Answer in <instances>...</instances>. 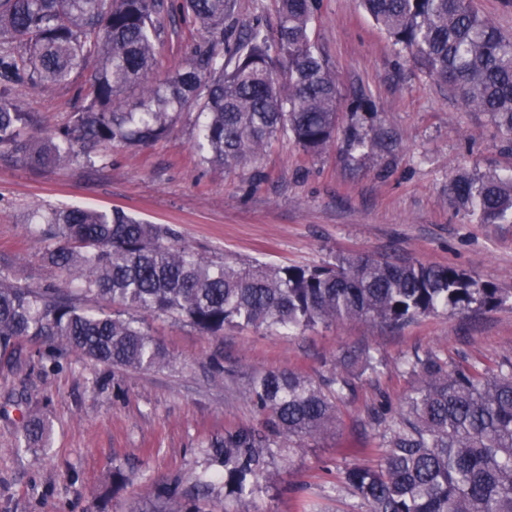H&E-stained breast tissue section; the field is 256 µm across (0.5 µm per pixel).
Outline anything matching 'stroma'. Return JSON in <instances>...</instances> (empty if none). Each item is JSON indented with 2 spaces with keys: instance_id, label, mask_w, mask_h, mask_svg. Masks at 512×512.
I'll list each match as a JSON object with an SVG mask.
<instances>
[{
  "instance_id": "obj_1",
  "label": "stroma",
  "mask_w": 512,
  "mask_h": 512,
  "mask_svg": "<svg viewBox=\"0 0 512 512\" xmlns=\"http://www.w3.org/2000/svg\"><path fill=\"white\" fill-rule=\"evenodd\" d=\"M198 37L184 18L166 22L154 79L179 66ZM311 40L336 75L341 124L357 97L368 142L350 152L336 137L307 156L286 136L273 141L257 167L235 171L201 165L198 121L182 113L170 135L135 150L102 142L93 164L36 169L0 154V267L31 287L65 289L92 313L128 307L83 294L79 281L51 264L32 211L119 207L166 224L179 245L214 261L232 254L274 265L316 266L341 254L426 264H452L512 292V224H480L448 203V184L472 170L512 171V149L482 112L458 106L398 50L359 0H317ZM84 76L60 86L26 88L20 104L39 113L42 134L67 125ZM389 130L399 142L380 151ZM168 364L154 371L116 368L73 353L56 340L27 336L11 361H0V512H183L187 499L161 500L155 487L209 470L204 450L263 417L243 393L255 374L293 370L313 378L335 373L337 360L367 349L383 364L353 381L338 426L289 460L275 459L255 500L230 501L231 512H303L304 498L328 512H363L341 471L378 460L366 423L369 407L399 411L414 376L399 363L433 351L464 365L493 368L512 358V306L442 311L400 328L364 320L278 335L228 328L206 336L167 315L141 313ZM52 426L48 448L22 444L23 422ZM125 480L112 481L113 471Z\"/></svg>"
}]
</instances>
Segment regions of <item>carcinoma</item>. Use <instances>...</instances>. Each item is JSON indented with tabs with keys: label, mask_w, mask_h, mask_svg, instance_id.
I'll list each match as a JSON object with an SVG mask.
<instances>
[{
	"label": "carcinoma",
	"mask_w": 512,
	"mask_h": 512,
	"mask_svg": "<svg viewBox=\"0 0 512 512\" xmlns=\"http://www.w3.org/2000/svg\"><path fill=\"white\" fill-rule=\"evenodd\" d=\"M315 0H278L276 33L261 19L244 29L235 0H0V149L34 167L92 161L99 142L136 149L167 137L183 112L203 116L200 162L236 170L257 164L286 134L308 155L339 131L335 76L310 38ZM393 45L447 85L467 110L489 114L512 142V39L471 0H362ZM200 36L164 81L152 78L157 43L172 12ZM88 72L73 120L35 137L39 119L18 104L22 88L66 85ZM450 203L481 224H512V175L464 172ZM46 258L81 277L84 291L135 311L173 315L206 336L228 327L281 333L353 319L404 326L440 310L494 308L500 288L451 265L339 256L326 266L212 263L173 243L174 230L120 209L37 211ZM25 336H50L66 349L114 367L161 369L166 355L135 315L91 314L58 288L16 283L0 268V358ZM376 372L368 351L343 357ZM417 377L403 409L369 412L381 463L346 468L342 481L365 512H512V359L497 370L459 368L437 353L402 361ZM349 378L292 371L252 378L244 394L264 430L239 428L209 448L224 470L199 481L210 498L254 497L272 460L293 454L335 427ZM49 425H23L26 448L46 447Z\"/></svg>",
	"instance_id": "cac0c4a2"
}]
</instances>
